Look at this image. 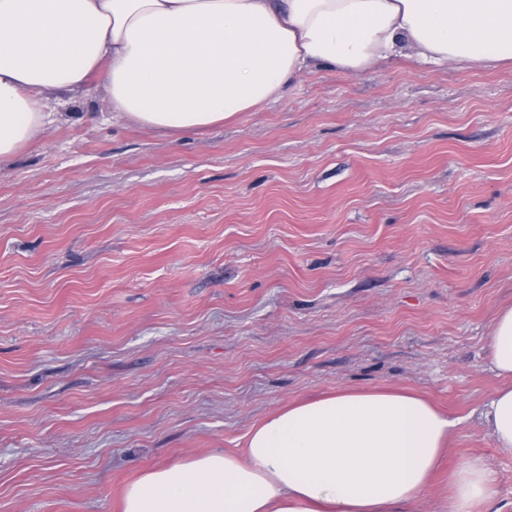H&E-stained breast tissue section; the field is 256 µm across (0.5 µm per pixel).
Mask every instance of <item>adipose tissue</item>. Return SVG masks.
Instances as JSON below:
<instances>
[{
    "instance_id": "1",
    "label": "adipose tissue",
    "mask_w": 512,
    "mask_h": 512,
    "mask_svg": "<svg viewBox=\"0 0 512 512\" xmlns=\"http://www.w3.org/2000/svg\"><path fill=\"white\" fill-rule=\"evenodd\" d=\"M416 51L425 65L512 66V0H0V162L45 125L44 95L97 76L127 121L172 134L280 99L308 70L359 74ZM501 384L483 417L512 449V307L487 347ZM453 421L411 391L301 400L215 451L142 474L121 512H405L427 490ZM448 512H502L472 458Z\"/></svg>"
}]
</instances>
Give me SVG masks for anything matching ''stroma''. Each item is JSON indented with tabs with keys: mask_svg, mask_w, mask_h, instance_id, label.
<instances>
[{
	"mask_svg": "<svg viewBox=\"0 0 512 512\" xmlns=\"http://www.w3.org/2000/svg\"><path fill=\"white\" fill-rule=\"evenodd\" d=\"M0 163V512H119L141 472L242 453L289 402L414 390L453 419L408 512L482 457L512 305V69H318L176 136L99 81Z\"/></svg>",
	"mask_w": 512,
	"mask_h": 512,
	"instance_id": "stroma-1",
	"label": "stroma"
}]
</instances>
